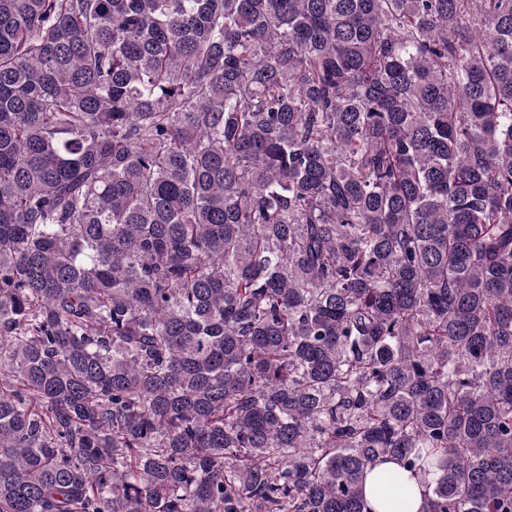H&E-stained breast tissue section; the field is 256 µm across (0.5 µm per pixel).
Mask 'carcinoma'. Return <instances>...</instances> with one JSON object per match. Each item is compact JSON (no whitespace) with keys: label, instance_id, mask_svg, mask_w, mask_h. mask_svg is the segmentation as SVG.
<instances>
[{"label":"carcinoma","instance_id":"1","mask_svg":"<svg viewBox=\"0 0 512 512\" xmlns=\"http://www.w3.org/2000/svg\"><path fill=\"white\" fill-rule=\"evenodd\" d=\"M512 512V0H0V512Z\"/></svg>","mask_w":512,"mask_h":512}]
</instances>
